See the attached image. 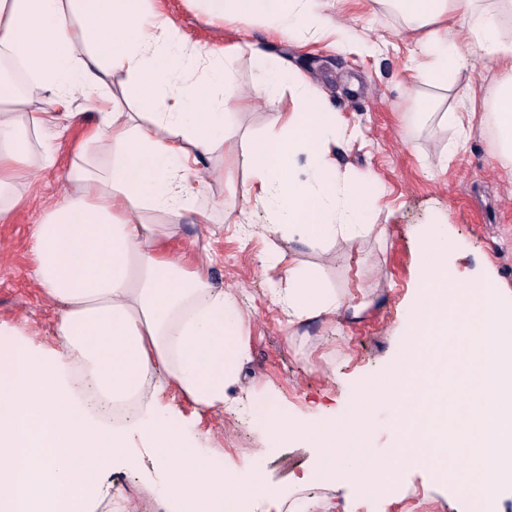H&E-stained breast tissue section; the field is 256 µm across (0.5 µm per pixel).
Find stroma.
I'll use <instances>...</instances> for the list:
<instances>
[{
  "instance_id": "stroma-1",
  "label": "stroma",
  "mask_w": 512,
  "mask_h": 512,
  "mask_svg": "<svg viewBox=\"0 0 512 512\" xmlns=\"http://www.w3.org/2000/svg\"><path fill=\"white\" fill-rule=\"evenodd\" d=\"M164 9L191 47L221 48L245 39L307 78L348 125L346 140L330 147L337 184L376 177L380 221L389 227L381 240L340 237L335 244L306 249L264 236L267 217L258 207L246 232L238 192L241 168L219 154L202 165L207 186L195 205L209 221L183 225L175 247L235 296L245 316L251 359L229 389L223 412L198 419L183 400H174L187 431L225 465L261 460L260 480L280 490L281 498L252 503L249 512H289L298 501L311 502L312 512H324L327 501L335 503L334 512H473L445 484L412 464L389 495L361 497L352 481L313 484L319 455L285 442L272 445L254 406L278 404L303 420L351 413L361 381L381 373L401 353L419 270L416 241L428 225L448 233V271L454 280L512 290V165L495 156L491 125L475 128L450 158L452 127L434 117L422 123L409 119L405 66L412 44L399 18L373 0H327L324 11L332 24L353 36L342 48L325 41L295 46L273 40L261 22L245 36L229 23L205 24L200 0H164ZM297 108L289 88L260 96L228 120V140L269 132L277 113ZM79 136L73 128L56 140L58 164L40 172L11 222L0 224V324L25 326L38 343L50 335L57 306L33 275L29 238L45 207L69 189L66 173ZM220 170L225 173L221 179L216 176ZM267 249L288 252L291 264L319 268L336 290L362 286L375 305L359 321L342 320L332 329L317 322L298 325L293 343H285V321L271 301L272 291L286 285L285 266L261 265L258 256ZM127 447V456L104 473L112 485L111 500L90 497L89 512H112L116 506L121 512H168L165 466L143 438L130 436Z\"/></svg>"
}]
</instances>
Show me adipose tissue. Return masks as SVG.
<instances>
[{
    "label": "adipose tissue",
    "instance_id": "obj_1",
    "mask_svg": "<svg viewBox=\"0 0 512 512\" xmlns=\"http://www.w3.org/2000/svg\"><path fill=\"white\" fill-rule=\"evenodd\" d=\"M148 0H0V56L17 60L26 93L0 76V223H9L38 169L56 162L51 144L32 153L33 136L54 127H82V148L108 142L111 162L97 171L72 162L70 189L33 224L30 253L46 296L57 304L52 346L21 330L0 337V512H87L103 469L124 458L130 433L157 449L165 464L166 496L178 512H224L238 503L276 500L259 480V464L224 470L195 447L183 424L166 417L162 395L174 390L194 415L224 408L227 389L250 359L245 319L232 294L202 266L175 252L195 209L199 166L229 154L249 173L244 203L270 210L265 236L317 248L337 235L383 236L375 224L379 193L373 179L336 188L327 146L345 124L305 81L294 82L298 111L280 115L279 133L227 144L231 112L251 98L223 81L200 51L187 47L174 24ZM209 22L246 29L262 20L272 37L315 40L332 33L316 0H204ZM413 43L408 86L412 117L432 112L427 86L453 90L468 55L480 53L500 76L469 89L444 113L458 137L456 153L474 130L478 102L490 104L498 155L512 160V0H387ZM125 76L138 106L122 112L112 90ZM94 95L98 120L82 125L76 93ZM50 101L51 112L36 111ZM305 159L307 172L295 165ZM163 222L156 223L152 214ZM288 326L335 325L359 317L365 302L327 287L317 271L289 267L273 295ZM133 402L124 424L105 420Z\"/></svg>",
    "mask_w": 512,
    "mask_h": 512
}]
</instances>
